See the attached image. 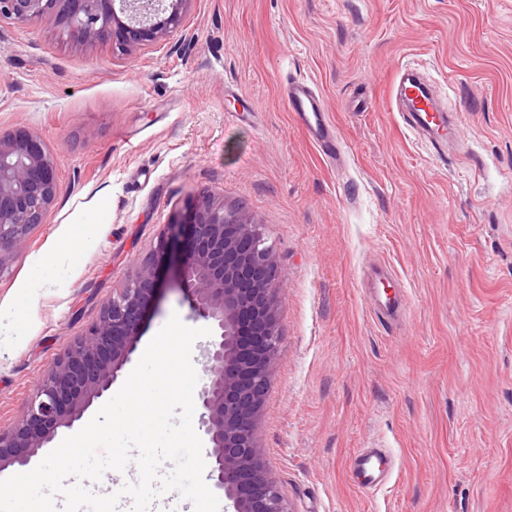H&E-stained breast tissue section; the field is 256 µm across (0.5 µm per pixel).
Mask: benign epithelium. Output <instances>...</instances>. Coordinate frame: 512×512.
Returning <instances> with one entry per match:
<instances>
[{
	"label": "benign epithelium",
	"instance_id": "1",
	"mask_svg": "<svg viewBox=\"0 0 512 512\" xmlns=\"http://www.w3.org/2000/svg\"><path fill=\"white\" fill-rule=\"evenodd\" d=\"M191 0H0V23L26 24L53 14L62 33L84 48L110 38L124 52L144 50L177 32ZM53 156L40 137L18 128L0 132V257L21 247L29 230L56 205ZM186 224L190 246L172 253L180 289L193 317L210 323L203 347L205 378L198 391L199 430L211 445L208 486L224 495L226 512H291L266 472L255 441L256 421L269 390L281 340L277 271L260 225L204 197L173 226ZM250 238L244 250L229 226ZM153 252L100 310L97 321L46 371L26 412L0 429V471L27 466L61 428L80 420L111 390L130 360L133 340L160 286Z\"/></svg>",
	"mask_w": 512,
	"mask_h": 512
}]
</instances>
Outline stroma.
<instances>
[{
	"mask_svg": "<svg viewBox=\"0 0 512 512\" xmlns=\"http://www.w3.org/2000/svg\"><path fill=\"white\" fill-rule=\"evenodd\" d=\"M183 27L123 54L52 15L0 25V131L38 134L58 180L0 256V428L208 195L272 247L282 342L255 437L291 512H512V0H192ZM407 67L460 114L461 149L406 127ZM295 74L328 101L343 166L287 112ZM375 263L403 294L392 326L366 299ZM161 275L120 378L171 315L199 325L176 266ZM360 448L394 456L372 491Z\"/></svg>",
	"mask_w": 512,
	"mask_h": 512,
	"instance_id": "obj_1",
	"label": "stroma"
}]
</instances>
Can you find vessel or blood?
Instances as JSON below:
<instances>
[{
  "label": "vessel or blood",
  "mask_w": 512,
  "mask_h": 512,
  "mask_svg": "<svg viewBox=\"0 0 512 512\" xmlns=\"http://www.w3.org/2000/svg\"><path fill=\"white\" fill-rule=\"evenodd\" d=\"M395 98L406 108L405 120L415 132L426 136L438 149L459 145V122L456 115L443 112L427 83L410 72H403L396 86ZM288 112L307 132L310 140L324 156L333 162L341 161L343 152L324 96L308 81L291 80L284 86ZM368 302L377 319L391 323L398 319L401 299L387 292L374 290ZM395 467L393 457L380 448L360 449L353 457L351 470L359 488L370 489L385 483Z\"/></svg>",
  "instance_id": "1"
}]
</instances>
